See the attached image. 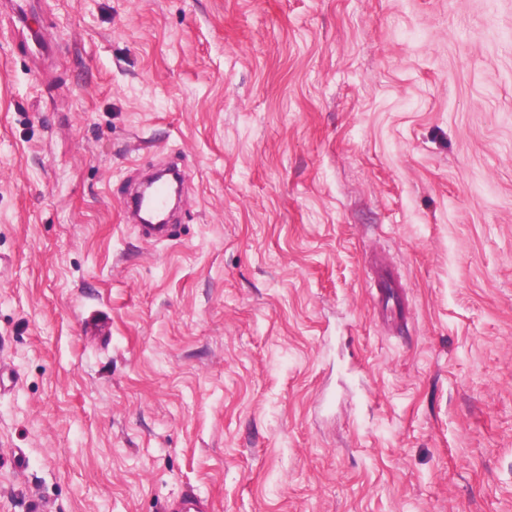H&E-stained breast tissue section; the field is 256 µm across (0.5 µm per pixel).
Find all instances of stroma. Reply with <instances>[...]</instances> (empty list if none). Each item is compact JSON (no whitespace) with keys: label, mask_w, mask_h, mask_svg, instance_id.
<instances>
[{"label":"stroma","mask_w":512,"mask_h":512,"mask_svg":"<svg viewBox=\"0 0 512 512\" xmlns=\"http://www.w3.org/2000/svg\"><path fill=\"white\" fill-rule=\"evenodd\" d=\"M32 8L44 57L0 0V512H512V0ZM174 154L153 242L123 190ZM381 291L378 301L380 315L390 320H403L405 315L404 287L390 271L380 273Z\"/></svg>","instance_id":"stroma-1"}]
</instances>
